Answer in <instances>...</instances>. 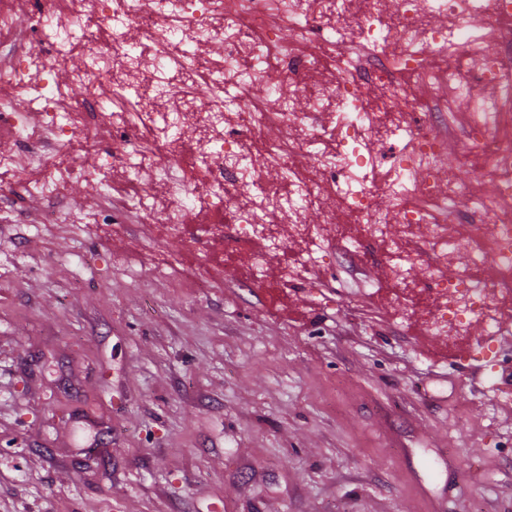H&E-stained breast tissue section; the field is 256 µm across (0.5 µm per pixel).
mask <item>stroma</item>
<instances>
[{
  "instance_id": "1",
  "label": "stroma",
  "mask_w": 512,
  "mask_h": 512,
  "mask_svg": "<svg viewBox=\"0 0 512 512\" xmlns=\"http://www.w3.org/2000/svg\"><path fill=\"white\" fill-rule=\"evenodd\" d=\"M33 137L30 191L0 162V512H512V310L434 335L422 233L403 317L393 242L172 243L124 147L58 198L70 146Z\"/></svg>"
}]
</instances>
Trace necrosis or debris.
<instances>
[{"mask_svg": "<svg viewBox=\"0 0 512 512\" xmlns=\"http://www.w3.org/2000/svg\"><path fill=\"white\" fill-rule=\"evenodd\" d=\"M19 10L34 23L0 43V88L41 84L53 73L40 60V27L47 24L61 46L90 60L66 69L65 82L101 76L112 95L78 108L57 94L34 115L0 97L5 139L27 142L35 125L75 137L136 130L161 156L153 176L167 189L163 233L184 241L186 200L165 163L181 151L182 141L167 135L178 121L198 146L192 181L214 187L215 205L232 210L241 237L265 234L275 200L266 185L285 178L301 201L290 238H327L343 217L363 221L372 239L388 236L395 224L423 227L439 265L432 330L466 336L479 320L486 335L499 333L500 304L512 299V134L505 130L512 124V0H398L394 7L389 0H0V28ZM467 20L481 37L466 33ZM131 40L153 52V71H142L128 54ZM229 81L243 91L267 83L269 98L230 109ZM204 83L212 89L205 107L196 97ZM283 84L304 97V110L280 96ZM127 93L148 101L147 111L115 110L112 96ZM460 107L469 133L450 170L439 129ZM237 118L246 134L225 137V123ZM393 138L404 139L405 149L383 185L368 182L380 146ZM326 139L335 142V154L318 151ZM257 156L264 169L247 167ZM476 157L494 176L491 191L475 185ZM299 158L316 164L319 177H305ZM331 192L335 210L320 224L307 223L306 214ZM456 201L475 218L470 237L484 244L462 260L447 222L431 211ZM489 258L496 275L476 276Z\"/></svg>", "mask_w": 512, "mask_h": 512, "instance_id": "1", "label": "necrosis or debris"}]
</instances>
